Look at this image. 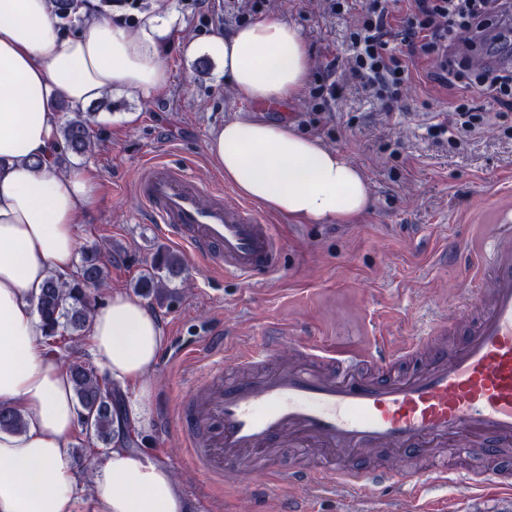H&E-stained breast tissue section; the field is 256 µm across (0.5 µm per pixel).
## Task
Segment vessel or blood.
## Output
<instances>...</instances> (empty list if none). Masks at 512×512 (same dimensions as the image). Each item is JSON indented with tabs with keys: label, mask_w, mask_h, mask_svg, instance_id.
I'll list each match as a JSON object with an SVG mask.
<instances>
[{
	"label": "vessel or blood",
	"mask_w": 512,
	"mask_h": 512,
	"mask_svg": "<svg viewBox=\"0 0 512 512\" xmlns=\"http://www.w3.org/2000/svg\"><path fill=\"white\" fill-rule=\"evenodd\" d=\"M475 66L512 62V28L464 43ZM155 223L209 266L243 279L271 270L278 241L249 205H230L221 193L202 202V187L179 169L156 164L137 184ZM468 276L475 290L465 312L471 321L455 346L447 324L431 336L364 355L336 356L298 342L293 360L273 345L239 350L240 373L207 371L176 415L178 441L192 472L213 481L269 472L280 487L319 489L321 473L280 465L279 449L313 448L335 470L339 486L379 487L391 471L351 470L347 459L380 448L418 455L469 440L489 458L512 447V212L502 215L489 243L474 252ZM423 358V366L400 364Z\"/></svg>",
	"instance_id": "1"
}]
</instances>
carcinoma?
I'll return each mask as SVG.
<instances>
[{"instance_id":"obj_1","label":"carcinoma","mask_w":512,"mask_h":512,"mask_svg":"<svg viewBox=\"0 0 512 512\" xmlns=\"http://www.w3.org/2000/svg\"><path fill=\"white\" fill-rule=\"evenodd\" d=\"M91 113L77 112L59 125L58 136L64 143V151L82 156L96 146ZM182 260L172 254L159 255L150 270L136 282V288L145 295L158 299L164 296L161 272L178 276ZM107 278V269L96 250L82 255L76 272L70 278L51 275L44 283L35 303L36 312L43 328V343L54 352L64 343L74 348L88 330L93 312L94 292ZM69 370L78 408V424L89 439L102 443L108 450L115 437L116 409L112 388L104 375L77 359H62ZM24 418L16 410L0 407V431L18 433L23 430Z\"/></svg>"}]
</instances>
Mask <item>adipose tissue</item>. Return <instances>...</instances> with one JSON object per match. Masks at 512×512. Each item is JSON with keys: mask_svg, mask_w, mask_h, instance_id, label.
I'll use <instances>...</instances> for the list:
<instances>
[{"mask_svg": "<svg viewBox=\"0 0 512 512\" xmlns=\"http://www.w3.org/2000/svg\"><path fill=\"white\" fill-rule=\"evenodd\" d=\"M82 28L60 31L50 0H0V406L25 427L0 432V512H187L170 470L126 448L129 429L149 424L151 377L164 344L141 301L115 292L91 315V353L113 383L133 388L116 437L92 483L67 451L77 433L68 370L42 349L35 302L46 279L75 269L76 228L96 199L85 172L55 165L58 102L84 110L117 90L167 89L160 45L172 21L146 15L137 30L78 6ZM241 100L277 105L300 98L310 60L304 36L269 17L204 42ZM210 159L238 195L293 224H353L369 205L366 178L336 149L291 122L237 116L216 128Z\"/></svg>", "mask_w": 512, "mask_h": 512, "instance_id": "adipose-tissue-1", "label": "adipose tissue"}]
</instances>
